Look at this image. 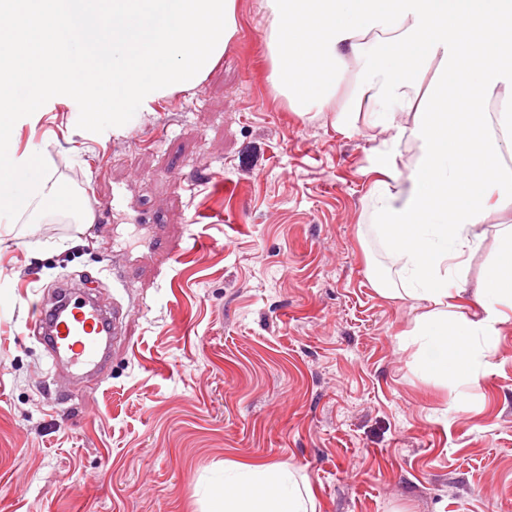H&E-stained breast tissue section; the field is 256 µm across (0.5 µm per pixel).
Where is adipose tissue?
Instances as JSON below:
<instances>
[{"mask_svg": "<svg viewBox=\"0 0 512 512\" xmlns=\"http://www.w3.org/2000/svg\"><path fill=\"white\" fill-rule=\"evenodd\" d=\"M260 0L268 80L300 116L329 112L343 133L371 131L379 163L367 196L369 218L398 270L372 272L385 298L410 302L412 336L425 368L477 382L512 322V224L495 227L499 256L478 281L470 261L483 224L512 208V169L476 181L461 166L451 129L478 134L480 151L512 156V0ZM329 67L310 93L288 77L308 48ZM344 100H337V93ZM467 220L458 224L456 212ZM474 298L476 319L459 313ZM210 512H314L309 487L276 463H228L210 491Z\"/></svg>", "mask_w": 512, "mask_h": 512, "instance_id": "ef3b65f1", "label": "adipose tissue"}]
</instances>
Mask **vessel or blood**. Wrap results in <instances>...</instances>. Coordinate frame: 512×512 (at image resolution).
<instances>
[{"label": "vessel or blood", "mask_w": 512, "mask_h": 512, "mask_svg": "<svg viewBox=\"0 0 512 512\" xmlns=\"http://www.w3.org/2000/svg\"><path fill=\"white\" fill-rule=\"evenodd\" d=\"M124 320L122 309L106 310L82 289L63 284L52 301L37 305L31 327L54 362L88 377L103 370Z\"/></svg>", "instance_id": "1"}]
</instances>
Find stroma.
I'll return each mask as SVG.
<instances>
[{
    "mask_svg": "<svg viewBox=\"0 0 512 512\" xmlns=\"http://www.w3.org/2000/svg\"><path fill=\"white\" fill-rule=\"evenodd\" d=\"M194 87L119 132L65 96L18 152L95 213L0 224V512H205L224 462L290 467L315 512H512V325L473 384L424 371L362 232L365 133L275 98L258 0ZM64 278L129 306L101 384L29 329Z\"/></svg>",
    "mask_w": 512,
    "mask_h": 512,
    "instance_id": "obj_1",
    "label": "stroma"
}]
</instances>
